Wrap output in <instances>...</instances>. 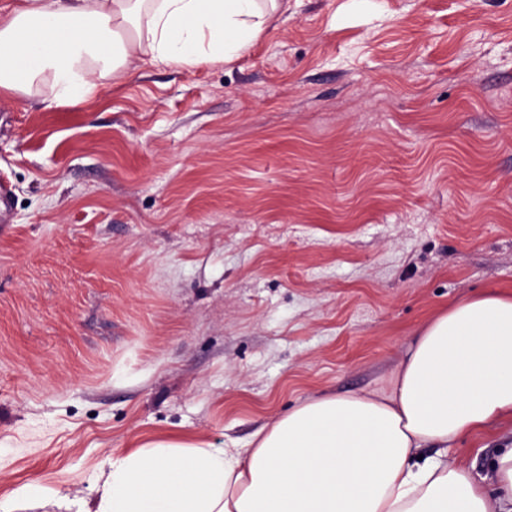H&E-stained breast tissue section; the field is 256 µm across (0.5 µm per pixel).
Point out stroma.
<instances>
[{"label": "stroma", "mask_w": 512, "mask_h": 512, "mask_svg": "<svg viewBox=\"0 0 512 512\" xmlns=\"http://www.w3.org/2000/svg\"><path fill=\"white\" fill-rule=\"evenodd\" d=\"M0 185V499L91 498L160 436L248 447L512 290V0H289L228 64L0 96Z\"/></svg>", "instance_id": "stroma-1"}]
</instances>
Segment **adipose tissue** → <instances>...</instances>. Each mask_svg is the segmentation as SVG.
<instances>
[{
  "instance_id": "adipose-tissue-1",
  "label": "adipose tissue",
  "mask_w": 512,
  "mask_h": 512,
  "mask_svg": "<svg viewBox=\"0 0 512 512\" xmlns=\"http://www.w3.org/2000/svg\"><path fill=\"white\" fill-rule=\"evenodd\" d=\"M288 0H13L0 11V95L49 81L95 97L133 61L192 68L245 54ZM512 421V291L451 305L384 394L305 400L248 449L155 439L106 456L79 512H512V448L485 482L448 445Z\"/></svg>"
}]
</instances>
